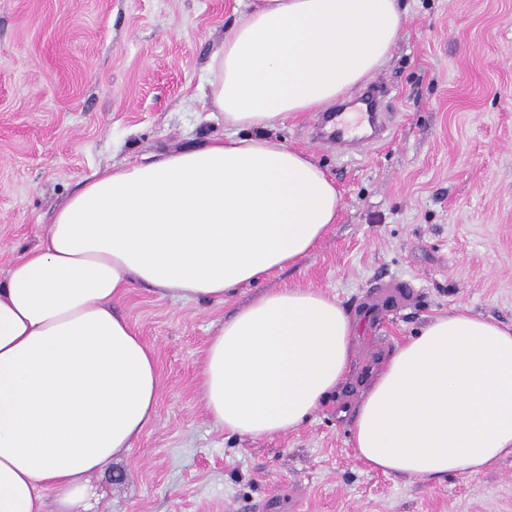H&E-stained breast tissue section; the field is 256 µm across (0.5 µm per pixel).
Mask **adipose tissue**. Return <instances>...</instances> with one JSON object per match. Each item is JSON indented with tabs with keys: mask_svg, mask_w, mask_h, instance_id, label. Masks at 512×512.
I'll use <instances>...</instances> for the list:
<instances>
[{
	"mask_svg": "<svg viewBox=\"0 0 512 512\" xmlns=\"http://www.w3.org/2000/svg\"><path fill=\"white\" fill-rule=\"evenodd\" d=\"M400 0H252L211 56L230 133L94 174L0 279V512H91V475L155 416L153 351L116 311L134 285L225 302L297 265L342 207L335 181L275 132L389 57ZM355 316L310 288L262 292L210 338V423L246 439L302 425L344 382ZM356 456L408 480L478 475L512 454V327L458 306L397 344L351 426Z\"/></svg>",
	"mask_w": 512,
	"mask_h": 512,
	"instance_id": "adipose-tissue-1",
	"label": "adipose tissue"
}]
</instances>
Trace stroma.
<instances>
[{
  "label": "stroma",
  "instance_id": "35a3bbf8",
  "mask_svg": "<svg viewBox=\"0 0 512 512\" xmlns=\"http://www.w3.org/2000/svg\"><path fill=\"white\" fill-rule=\"evenodd\" d=\"M249 0H0V276L95 172L223 137L207 63ZM385 138L326 143L315 112L278 129L334 178L336 224L296 267L184 303L138 285L119 310L154 351L156 417L93 475L97 512H512V455L477 476H385L357 459L350 411L396 345L456 305L512 325V0H402ZM335 296L359 319L349 375L300 427L214 428L207 343L255 295Z\"/></svg>",
  "mask_w": 512,
  "mask_h": 512
}]
</instances>
